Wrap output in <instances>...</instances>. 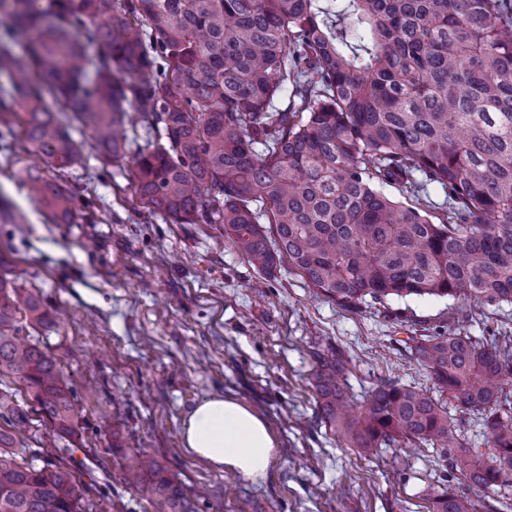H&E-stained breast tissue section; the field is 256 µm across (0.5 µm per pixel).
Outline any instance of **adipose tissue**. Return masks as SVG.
Listing matches in <instances>:
<instances>
[{"instance_id": "adipose-tissue-1", "label": "adipose tissue", "mask_w": 512, "mask_h": 512, "mask_svg": "<svg viewBox=\"0 0 512 512\" xmlns=\"http://www.w3.org/2000/svg\"><path fill=\"white\" fill-rule=\"evenodd\" d=\"M182 444L217 469L251 480L265 478L276 440L264 418L236 398L198 402L182 426Z\"/></svg>"}]
</instances>
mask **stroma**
<instances>
[{
	"instance_id": "1",
	"label": "stroma",
	"mask_w": 512,
	"mask_h": 512,
	"mask_svg": "<svg viewBox=\"0 0 512 512\" xmlns=\"http://www.w3.org/2000/svg\"><path fill=\"white\" fill-rule=\"evenodd\" d=\"M76 139L82 159L65 170L19 144L0 152V193L16 215L0 223V254L24 288L59 310L44 343L77 392L82 439L97 453L75 454L89 493L105 490L121 512H151L121 480L124 455L136 452L189 491L210 489L201 512H426L425 489L453 482L440 451L383 448L364 458L341 443L317 415L314 353L337 349L350 360L356 397L379 377L435 394L404 340L435 333L462 300L341 308L295 272L256 271L221 225L168 224L149 214L134 197L128 162L99 180L88 134ZM28 167L95 190L93 221L51 223L17 183ZM462 330L512 335V306L473 307ZM213 395L243 400L266 419L277 448L264 480L214 469L183 447L186 415Z\"/></svg>"
}]
</instances>
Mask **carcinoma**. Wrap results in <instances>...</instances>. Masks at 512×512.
I'll list each match as a JSON object with an SVG mask.
<instances>
[{"label": "carcinoma", "mask_w": 512, "mask_h": 512, "mask_svg": "<svg viewBox=\"0 0 512 512\" xmlns=\"http://www.w3.org/2000/svg\"><path fill=\"white\" fill-rule=\"evenodd\" d=\"M97 43L102 52L91 55ZM0 150L20 124L53 165L90 132L103 166L131 158L134 195L172 224H221L256 270L296 271L342 308L393 298L512 305V0H0ZM56 222L79 192L19 176ZM444 193L427 209L428 186ZM57 325L39 295L0 275V512H110L65 464L82 444L77 394L29 330ZM448 401L488 431L481 450L448 405L379 378L349 412L351 362L315 352L327 427L361 455L439 446L454 488L427 512H512V336L453 324L411 337ZM51 428L31 447L33 421ZM123 481L152 512H200L163 467L137 454Z\"/></svg>", "instance_id": "obj_1"}]
</instances>
